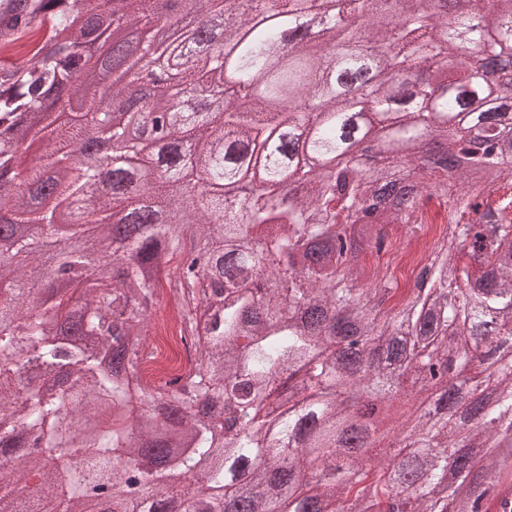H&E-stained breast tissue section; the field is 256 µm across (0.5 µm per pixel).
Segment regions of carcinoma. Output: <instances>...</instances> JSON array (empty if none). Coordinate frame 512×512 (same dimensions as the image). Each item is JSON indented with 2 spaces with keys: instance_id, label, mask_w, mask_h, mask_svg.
Segmentation results:
<instances>
[{
  "instance_id": "cac0c4a2",
  "label": "carcinoma",
  "mask_w": 512,
  "mask_h": 512,
  "mask_svg": "<svg viewBox=\"0 0 512 512\" xmlns=\"http://www.w3.org/2000/svg\"><path fill=\"white\" fill-rule=\"evenodd\" d=\"M11 0L0 51V188L17 143L48 140L26 170L29 196H0V283L24 280L54 243L68 300L30 288L0 305V512H512V0H225L229 52L188 61L126 121L79 74L115 22L143 30L179 22L154 0ZM386 63L354 98L321 83L334 60L360 66V45ZM115 47L112 93L132 92L138 62L178 47ZM234 84L243 104L207 101ZM178 99L168 135L186 150L139 186L112 193L92 166L71 168L94 130L134 154L153 149L151 100ZM91 123L59 122L73 99ZM392 116L369 156L371 130L352 115ZM470 125L485 127L473 141ZM306 137L331 170L296 162L270 128ZM448 158L421 160L428 139ZM260 175L241 189V163ZM410 186L388 201L392 168ZM204 171L208 188L186 186ZM76 195V213L112 223L65 234L41 193ZM448 228L402 299L387 277L360 278L361 256L387 246V224H419L426 202ZM112 260L84 276L86 258ZM470 263L461 265V254ZM179 296L194 366L158 389L141 367L163 286ZM491 393L482 413L448 408ZM362 429L360 456L340 433Z\"/></svg>"
}]
</instances>
